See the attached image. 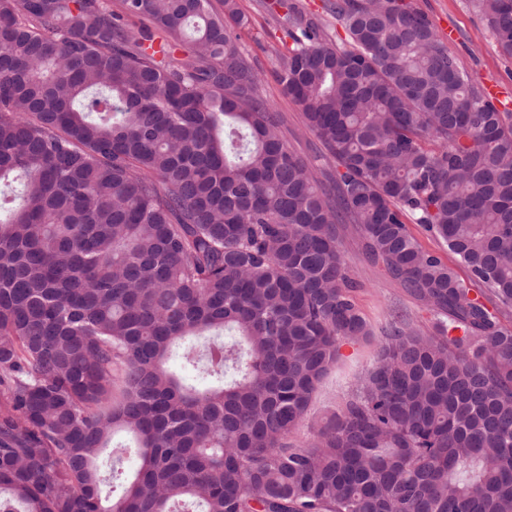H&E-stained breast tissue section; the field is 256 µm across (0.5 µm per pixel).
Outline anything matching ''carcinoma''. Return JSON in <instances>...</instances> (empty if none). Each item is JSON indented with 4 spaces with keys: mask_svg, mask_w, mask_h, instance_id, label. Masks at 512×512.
Masks as SVG:
<instances>
[{
    "mask_svg": "<svg viewBox=\"0 0 512 512\" xmlns=\"http://www.w3.org/2000/svg\"><path fill=\"white\" fill-rule=\"evenodd\" d=\"M472 4L512 56V0ZM324 10L339 44L269 5L329 173L288 147L236 0H0V512H512V113L411 0ZM340 224L430 319L382 328L293 446L373 336ZM408 227L425 250L431 251L440 256L444 262L448 263V265L455 269L460 279L464 280L467 284H471L469 282L466 268L459 265L454 257L448 253L447 245L441 239L432 236L430 233L425 231L420 224H408ZM471 288L476 287L471 284Z\"/></svg>",
    "mask_w": 512,
    "mask_h": 512,
    "instance_id": "cac0c4a2",
    "label": "carcinoma"
}]
</instances>
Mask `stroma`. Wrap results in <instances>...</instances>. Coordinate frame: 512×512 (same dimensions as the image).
Instances as JSON below:
<instances>
[{"label":"stroma","mask_w":512,"mask_h":512,"mask_svg":"<svg viewBox=\"0 0 512 512\" xmlns=\"http://www.w3.org/2000/svg\"><path fill=\"white\" fill-rule=\"evenodd\" d=\"M267 3L268 0H238L240 9L251 21L242 37V47L263 80L266 97L288 129L289 146L312 165L320 167L324 164L323 146L304 128L297 105L283 94L275 77L279 68L275 50L281 45L283 31L272 21ZM413 3L433 22L449 52L458 59L472 82L494 89L497 101L512 106V57L501 54L493 34L470 0H413ZM340 239L343 259L351 278L358 284L360 309L375 334L368 342L342 345L345 366L332 372L319 386L306 419L291 437L292 443L299 445L309 442L319 426L356 388L358 375L373 361L380 342L378 332L391 313H399L420 325L428 319L420 304L367 261L352 225H341Z\"/></svg>","instance_id":"stroma-1"}]
</instances>
